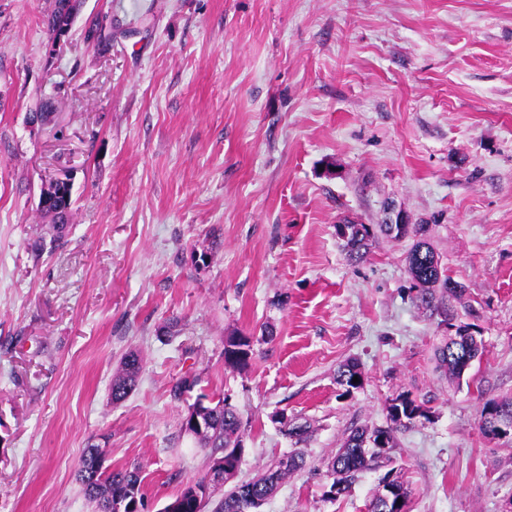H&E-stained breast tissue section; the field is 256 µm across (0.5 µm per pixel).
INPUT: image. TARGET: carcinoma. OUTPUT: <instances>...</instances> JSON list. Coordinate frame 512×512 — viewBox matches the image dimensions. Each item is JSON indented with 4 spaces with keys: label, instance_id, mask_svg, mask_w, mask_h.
<instances>
[{
    "label": "carcinoma",
    "instance_id": "1",
    "mask_svg": "<svg viewBox=\"0 0 512 512\" xmlns=\"http://www.w3.org/2000/svg\"><path fill=\"white\" fill-rule=\"evenodd\" d=\"M75 0H55L54 10L44 20L49 37L73 22V12L79 11ZM46 192L53 203L43 208L52 217L53 223L62 226L69 223L72 214V188L48 183ZM428 224H360L345 218L336 225V235L344 242L348 259L353 263L363 261L368 253L370 242L379 237L392 241L413 240L407 256V272L412 281L411 299L416 308L429 317L438 320V325L455 326L460 318L456 302L460 301L464 288H448L452 281L448 270L428 241ZM484 349L483 339L467 331L458 330L447 336L434 349L436 371L450 379H459L480 359ZM252 356L251 343L246 336H228L224 340V363L231 369L246 367ZM142 371V357L136 351L127 352L121 359V368L112 378V400L120 401L131 393ZM358 381H353V378ZM337 383L348 388L360 387L363 373L354 361H346L336 371ZM194 406L205 412L206 426L203 432L193 431L192 435L205 448L224 458V481L232 479L240 466L235 453L242 448V419L238 412L219 400L214 405L197 401ZM502 410L512 420V397L489 399L484 402L480 418H485L488 408ZM389 424L386 426L360 427L353 429L344 439L340 448L328 462L332 485L341 495L351 490L358 474L370 468L380 456L381 450L391 447L393 433L422 419H428V409L424 403L408 393L393 399L387 407ZM303 458L297 453L288 454L271 465L264 473L250 481L237 483L224 491L217 501L214 512H257L269 498L278 491L281 483L291 473L299 469ZM78 478L96 512H112L114 498L131 496L138 507L144 506L141 478L137 469H102L96 464L95 446L85 449Z\"/></svg>",
    "mask_w": 512,
    "mask_h": 512
}]
</instances>
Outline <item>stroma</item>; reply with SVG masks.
<instances>
[{
    "instance_id": "stroma-1",
    "label": "stroma",
    "mask_w": 512,
    "mask_h": 512,
    "mask_svg": "<svg viewBox=\"0 0 512 512\" xmlns=\"http://www.w3.org/2000/svg\"><path fill=\"white\" fill-rule=\"evenodd\" d=\"M54 7L0 0V512H93L91 444L162 512L209 471L182 428L200 394L243 419L237 481L303 451L261 512H367L391 469L408 512H502L512 443L479 417L512 395V0H82L56 44ZM44 102L53 122L30 123ZM67 173L52 249L39 194ZM391 203L431 225L474 310L484 353L460 382L434 368L444 331L411 301L408 242L352 263L336 236ZM230 335L246 368L224 364ZM407 391L427 419L329 499L328 458ZM253 352L246 336H227L224 340V363L231 369L246 367ZM142 357L136 351L127 352L121 359V368L112 378V400L120 401L131 393L142 371Z\"/></svg>"
}]
</instances>
